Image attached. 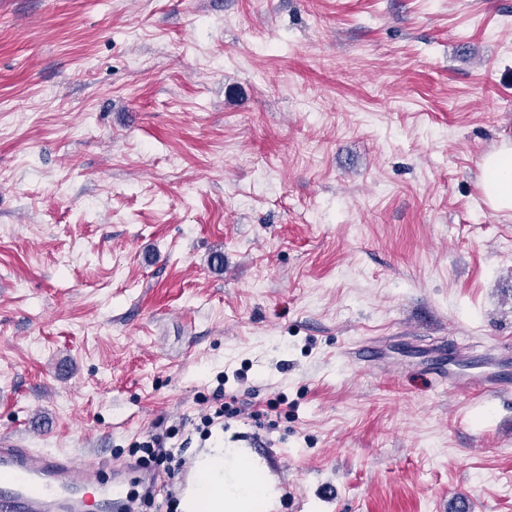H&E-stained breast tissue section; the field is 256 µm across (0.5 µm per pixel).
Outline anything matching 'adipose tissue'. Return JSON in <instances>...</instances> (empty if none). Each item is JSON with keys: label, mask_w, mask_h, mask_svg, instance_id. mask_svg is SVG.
Returning a JSON list of instances; mask_svg holds the SVG:
<instances>
[{"label": "adipose tissue", "mask_w": 512, "mask_h": 512, "mask_svg": "<svg viewBox=\"0 0 512 512\" xmlns=\"http://www.w3.org/2000/svg\"><path fill=\"white\" fill-rule=\"evenodd\" d=\"M481 185L494 211H512V147L485 157ZM196 466L198 477L181 497V512H270L267 476L244 450L219 440L198 455Z\"/></svg>", "instance_id": "obj_1"}]
</instances>
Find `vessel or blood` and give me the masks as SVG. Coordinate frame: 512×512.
Returning a JSON list of instances; mask_svg holds the SVG:
<instances>
[{"label":"vessel or blood","instance_id":"b4317fda","mask_svg":"<svg viewBox=\"0 0 512 512\" xmlns=\"http://www.w3.org/2000/svg\"><path fill=\"white\" fill-rule=\"evenodd\" d=\"M455 389L502 393L512 383L498 377H455ZM100 465L45 455L0 436V512H127L119 483H101Z\"/></svg>","mask_w":512,"mask_h":512}]
</instances>
